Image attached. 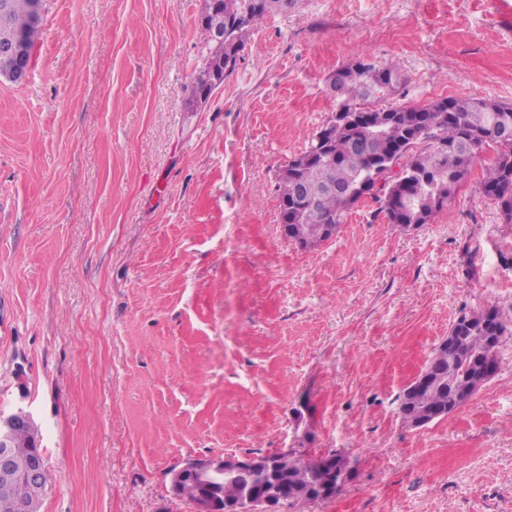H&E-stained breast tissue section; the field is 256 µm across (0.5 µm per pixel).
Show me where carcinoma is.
Instances as JSON below:
<instances>
[{
	"instance_id": "obj_1",
	"label": "carcinoma",
	"mask_w": 512,
	"mask_h": 512,
	"mask_svg": "<svg viewBox=\"0 0 512 512\" xmlns=\"http://www.w3.org/2000/svg\"><path fill=\"white\" fill-rule=\"evenodd\" d=\"M8 28L0 31L21 37L29 45L36 44L41 21L34 18L35 0H7ZM215 12L200 17L199 29L206 54L191 87V101L207 100L215 82H224L235 70L240 53L254 26L272 13L286 12L297 0H214ZM223 32L224 39L215 35ZM361 72L346 66L337 70L336 108H344L378 117L390 113L397 120L380 138H369L363 130L335 126L328 149L310 142L288 168V175L279 177V200L293 199L294 184L306 190H324L333 184L349 190L359 183L374 182L391 162L388 146L402 150L400 177L405 190L399 196L390 192L372 196L380 204L379 212L391 224L400 222L405 209L416 215L433 216L454 199L455 188L467 176L470 166L481 152L492 145L500 147L497 158L485 168L480 182L482 193L499 203L503 220L512 224V105L488 102L477 98H443L421 106L384 105L386 96L403 83L397 64H379L364 59L357 61ZM349 201L339 194L323 197L321 207L292 214L286 224L288 240H303V247L314 248L324 242L319 235L322 224L344 223ZM450 329L457 339L437 346L428 361L433 366L424 384L411 383L398 396L399 412L405 423L415 424L436 410L453 413L487 381L485 367H498L500 344L512 336V321L489 308L464 312ZM36 435L31 428L21 429L15 438L17 464L26 466L33 454ZM273 478L261 472L237 478L216 476L203 487L187 484L183 495L195 498L209 494L223 504H235L242 493L261 487L282 495L288 508L320 499V486L331 479L339 482L347 460L336 455L334 466L327 457H313L290 451L266 456ZM38 502L30 489L18 483L8 492H0V512H37Z\"/></svg>"
}]
</instances>
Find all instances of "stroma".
Masks as SVG:
<instances>
[{"instance_id": "1", "label": "stroma", "mask_w": 512, "mask_h": 512, "mask_svg": "<svg viewBox=\"0 0 512 512\" xmlns=\"http://www.w3.org/2000/svg\"><path fill=\"white\" fill-rule=\"evenodd\" d=\"M203 3L44 0L28 81L0 78V409L34 416L39 512H194L170 468L285 449L353 468L302 512H512V337L448 418L397 402L460 309L512 318L486 158L430 223L368 199L312 249L278 192L355 60L398 64L393 105L512 104L495 0H299L195 109Z\"/></svg>"}]
</instances>
